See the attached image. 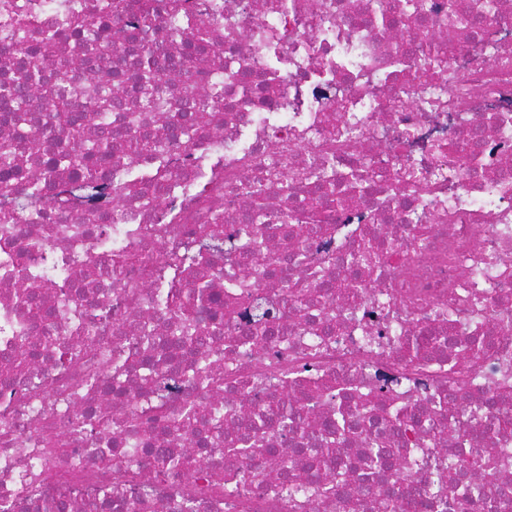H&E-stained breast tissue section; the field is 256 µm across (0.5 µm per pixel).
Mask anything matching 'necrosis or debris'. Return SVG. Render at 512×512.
<instances>
[{"instance_id": "necrosis-or-debris-1", "label": "necrosis or debris", "mask_w": 512, "mask_h": 512, "mask_svg": "<svg viewBox=\"0 0 512 512\" xmlns=\"http://www.w3.org/2000/svg\"><path fill=\"white\" fill-rule=\"evenodd\" d=\"M166 3L142 0L163 89L145 109L124 88L138 59L121 0H0V82L33 65L28 50L47 33L63 35L42 61L43 87L29 90L44 122L0 132L15 148L0 212L17 218L0 224V512H49L57 500L72 512H347L374 433H340L336 408L358 420L369 391L373 416L419 415L395 445L399 467L373 475L377 499L397 490L414 512H453L471 482L458 450L492 448L504 466L470 512H512V0L462 30L449 12L477 15L478 0H415L392 30L378 15H400V0ZM76 17L101 27L99 39L66 36ZM200 30L209 56L171 68ZM439 50L445 69L420 80ZM91 79L122 93V110L86 98ZM217 84L211 121L172 142L167 114L182 112L186 88ZM63 102L87 111L86 137H125L96 187L59 170L36 196L33 171L62 146ZM413 169L420 182L407 180ZM353 174L367 191L345 211L317 204L318 232L295 246L325 176L340 185ZM255 192L268 203L257 228L240 220ZM203 224L224 227L201 269L218 301L193 323L203 344L183 350V323L158 292L186 285L176 263L203 247ZM366 238L380 254L370 272L356 259ZM230 276L275 307L267 340L246 343V319L217 315ZM33 281L36 304L21 303ZM297 288L315 303L299 304ZM278 403L302 413L267 431L295 453L297 477L231 450ZM190 407L199 431L221 427L220 447L180 436L173 422ZM49 434L60 451L44 446ZM160 448L197 463L174 473Z\"/></svg>"}]
</instances>
